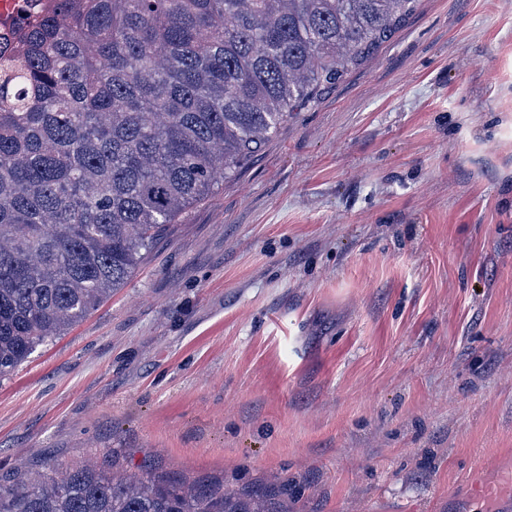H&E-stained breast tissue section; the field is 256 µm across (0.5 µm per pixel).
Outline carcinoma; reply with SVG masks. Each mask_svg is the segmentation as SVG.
Returning a JSON list of instances; mask_svg holds the SVG:
<instances>
[{
    "mask_svg": "<svg viewBox=\"0 0 512 512\" xmlns=\"http://www.w3.org/2000/svg\"><path fill=\"white\" fill-rule=\"evenodd\" d=\"M415 0H51L0 54V377L385 43ZM0 512H281L222 482L52 467Z\"/></svg>",
    "mask_w": 512,
    "mask_h": 512,
    "instance_id": "carcinoma-1",
    "label": "carcinoma"
}]
</instances>
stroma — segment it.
Masks as SVG:
<instances>
[{
	"label": "stroma",
	"mask_w": 512,
	"mask_h": 512,
	"mask_svg": "<svg viewBox=\"0 0 512 512\" xmlns=\"http://www.w3.org/2000/svg\"><path fill=\"white\" fill-rule=\"evenodd\" d=\"M87 461L287 512L512 485V0H416L0 378V490Z\"/></svg>",
	"instance_id": "1"
}]
</instances>
